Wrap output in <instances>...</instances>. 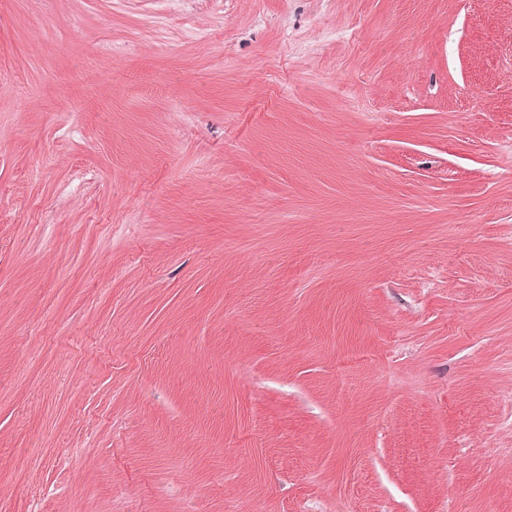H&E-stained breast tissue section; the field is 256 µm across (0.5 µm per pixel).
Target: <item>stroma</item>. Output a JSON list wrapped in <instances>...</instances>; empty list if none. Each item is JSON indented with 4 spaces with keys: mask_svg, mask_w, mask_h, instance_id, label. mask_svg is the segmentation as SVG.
<instances>
[{
    "mask_svg": "<svg viewBox=\"0 0 512 512\" xmlns=\"http://www.w3.org/2000/svg\"><path fill=\"white\" fill-rule=\"evenodd\" d=\"M0 512H512V0H0Z\"/></svg>",
    "mask_w": 512,
    "mask_h": 512,
    "instance_id": "35a3bbf8",
    "label": "stroma"
}]
</instances>
